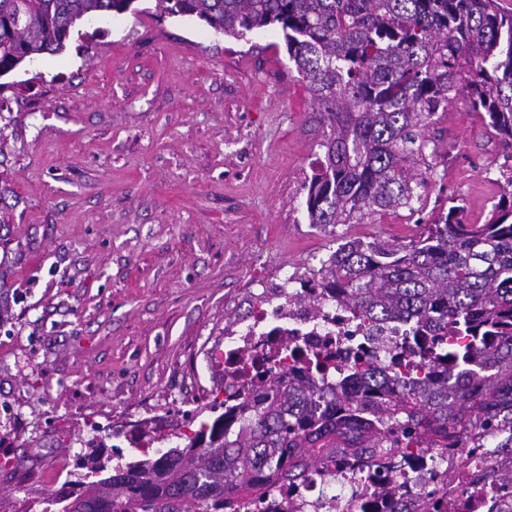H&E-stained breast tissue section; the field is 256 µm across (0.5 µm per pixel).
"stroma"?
Listing matches in <instances>:
<instances>
[{"mask_svg":"<svg viewBox=\"0 0 512 512\" xmlns=\"http://www.w3.org/2000/svg\"><path fill=\"white\" fill-rule=\"evenodd\" d=\"M0 89V512H57L82 441L180 445L224 395L212 353L253 291L343 240L418 236L449 200L484 223L498 142L456 99L425 131L417 213L321 228L325 128L279 31L236 40L154 0L85 25Z\"/></svg>","mask_w":512,"mask_h":512,"instance_id":"1","label":"stroma"}]
</instances>
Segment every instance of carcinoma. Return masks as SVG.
<instances>
[{
	"instance_id": "obj_1",
	"label": "carcinoma",
	"mask_w": 512,
	"mask_h": 512,
	"mask_svg": "<svg viewBox=\"0 0 512 512\" xmlns=\"http://www.w3.org/2000/svg\"><path fill=\"white\" fill-rule=\"evenodd\" d=\"M134 0H0V72L59 54L91 17ZM162 14L195 16L240 39L282 30L326 131L308 184V223L349 224L414 209L430 169L424 130L459 97L512 158V12L499 0H155ZM489 219L471 224L453 205L407 244L347 240L298 300L332 290L372 339L411 331L415 360L366 359L346 377L317 355L288 370L269 400L199 409L224 412L182 447L125 462L87 455L62 512H237L238 499L271 494L323 473L341 456L358 466L407 460L415 446L512 453V164ZM369 495L392 512H448L426 495L418 509L388 481Z\"/></svg>"
}]
</instances>
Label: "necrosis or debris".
<instances>
[{
	"label": "necrosis or debris",
	"mask_w": 512,
	"mask_h": 512,
	"mask_svg": "<svg viewBox=\"0 0 512 512\" xmlns=\"http://www.w3.org/2000/svg\"><path fill=\"white\" fill-rule=\"evenodd\" d=\"M295 343L302 353L322 352L332 354L337 371H345L357 355L369 351L372 358L380 360L384 351L367 350L366 342L355 322L336 303L332 295H324L320 313H312L305 305L288 307L283 302L280 289L264 290L260 298L251 303L241 330L231 331L226 337L223 353L217 362L224 368V383L236 389L244 388L245 379L237 372L238 360L248 353L264 367L282 371L288 359L284 355L286 343ZM466 456H448L446 464L459 467L471 483L453 492L454 512H512V489L500 488L493 478L473 482L472 469L466 468ZM438 461L432 453L420 455L415 469H382L377 467H351L343 460L330 461L329 477L347 478L349 492L322 493L315 485L296 490L301 512H389L390 503L368 497L367 487L384 478L399 484L417 485L428 491L436 486L435 473Z\"/></svg>",
	"instance_id": "obj_1"
}]
</instances>
